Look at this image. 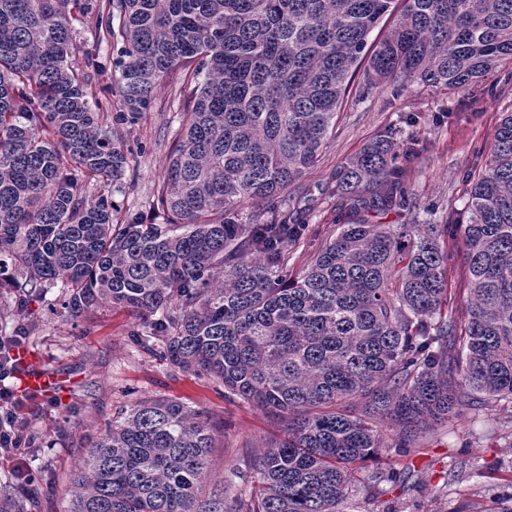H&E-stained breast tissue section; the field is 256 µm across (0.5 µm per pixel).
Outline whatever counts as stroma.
Listing matches in <instances>:
<instances>
[{
	"label": "stroma",
	"instance_id": "stroma-1",
	"mask_svg": "<svg viewBox=\"0 0 512 512\" xmlns=\"http://www.w3.org/2000/svg\"><path fill=\"white\" fill-rule=\"evenodd\" d=\"M184 91L181 76H174L157 88L149 111L118 128L133 162L113 201L138 211L147 224L163 221L147 200L170 155ZM506 112H512L510 61L462 91L424 88L394 96L386 89L364 91L352 80L317 165L302 179L314 198L313 216L290 249V272L301 271L334 233L341 201L320 189L365 143L394 126L427 143L407 180L418 210L372 212L369 220L441 224L449 208L461 206L465 182L477 175ZM16 296L15 289L0 287V336L29 329L23 351L62 382L56 395L25 401L20 411L25 442L16 459L36 477L31 512H66V490L86 449L120 409L140 398H172L205 415L212 436L207 481H227L231 497L242 489L235 471L283 438L286 418L227 393L209 377L167 365L159 357L161 341L140 345L141 319L132 311L102 304L74 319L60 305V289L23 305ZM16 459L0 457V487L17 486ZM408 463L411 471L395 490L377 498L358 493L344 512H488L498 498L512 495V407L471 408L455 422L433 426ZM460 463L478 466L480 475L449 478L450 465Z\"/></svg>",
	"mask_w": 512,
	"mask_h": 512
}]
</instances>
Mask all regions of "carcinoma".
Returning <instances> with one entry per match:
<instances>
[{
  "label": "carcinoma",
  "mask_w": 512,
  "mask_h": 512,
  "mask_svg": "<svg viewBox=\"0 0 512 512\" xmlns=\"http://www.w3.org/2000/svg\"><path fill=\"white\" fill-rule=\"evenodd\" d=\"M0 0V270L18 301L47 285L76 318L102 303L161 336L160 358L288 417L248 463L258 487L203 493L204 415L140 399L87 449L69 512H343L354 466L406 457L427 420L512 404V113L503 114L464 206L443 224H373L416 208L406 179L423 151L392 130L320 188L340 195L336 232L296 275L288 247L312 216L313 167L360 63L368 88L464 90L512 61V0ZM121 44L90 108L71 65L73 12ZM391 30L369 41L384 16ZM184 73L190 87L145 224L120 211L131 160L115 126ZM465 247L464 321L449 307L445 237ZM392 431L385 441L381 427ZM408 469L365 477L382 496ZM0 512H24L0 488Z\"/></svg>",
  "instance_id": "carcinoma-1"
}]
</instances>
